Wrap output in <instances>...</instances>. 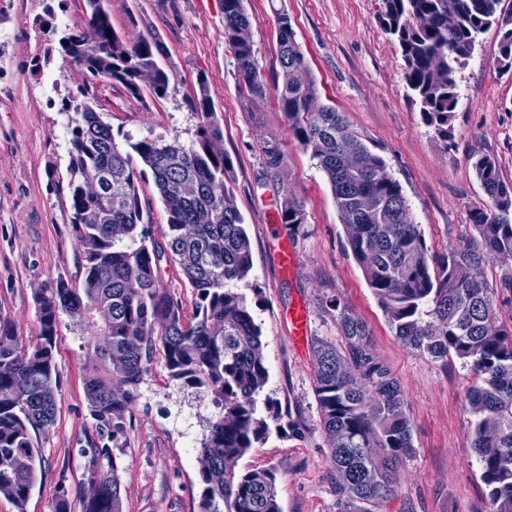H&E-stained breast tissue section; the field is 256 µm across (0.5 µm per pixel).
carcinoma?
<instances>
[{"instance_id": "obj_1", "label": "carcinoma", "mask_w": 512, "mask_h": 512, "mask_svg": "<svg viewBox=\"0 0 512 512\" xmlns=\"http://www.w3.org/2000/svg\"><path fill=\"white\" fill-rule=\"evenodd\" d=\"M86 26L96 32L88 43L74 29L59 39L61 52L90 76H103L137 96L141 69L156 70L150 91L166 95L170 74L158 64L160 41L143 37L126 42L112 27L104 0H86ZM503 0H379L381 28L399 49L412 100L426 125L448 142L459 101L457 70L490 27L499 36L500 68L512 70V8ZM244 0H224V42L231 50L246 91L262 97L266 79L254 43L240 42L238 29L252 24ZM279 70L274 72L278 103L299 145L318 160L331 184L345 227L347 244L382 309L404 345L438 360L453 354L470 368L476 385L469 392L475 418L472 448L493 512H512V325L499 321L493 295L512 292V274L496 288L485 269L512 260V183L495 159L476 157L473 167L491 209L472 214L477 237L457 248L431 253L421 225L411 218L402 187L385 161L349 133L343 115L319 102L315 83L299 84L307 71L288 12L277 17ZM71 120L68 193L72 224L82 248L83 279L78 285L59 277L36 293L39 333L29 348L19 346L11 327L0 324V497L25 512L41 469L34 436L54 424L60 374L55 361L60 313L94 321L104 339L94 345L84 391L100 435L124 433L125 415L139 396L148 365L161 357L171 379L210 392L221 412L209 423L199 450L204 485L199 512H282L271 469L224 472L213 485L208 470L239 461L263 442L270 423L284 412L268 398L259 401L268 381L260 327L246 296L232 283L252 270V247L244 218L228 183L233 160L208 150L224 135L207 82L201 78L194 100L203 125L196 145L125 138L116 142L112 126L87 101ZM264 166L277 173L283 153L266 143ZM104 172L108 192L84 195L82 175ZM152 176L167 213L156 240L143 217L140 186ZM199 186L197 197L178 196L177 183ZM88 210L97 224L83 223ZM280 223L295 230L306 223L303 204L285 196ZM174 262L196 291L194 321L183 318L176 298L156 288L162 262ZM344 346L312 341L314 391L335 471L342 512H373L396 496L399 469L413 452L410 421L397 378L372 352L364 324L337 298ZM88 458V480L97 496H81L82 512H123L118 457L95 443L80 449ZM23 455L28 467L13 459Z\"/></svg>"}]
</instances>
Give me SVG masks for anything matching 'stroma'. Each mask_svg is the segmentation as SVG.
<instances>
[{
    "instance_id": "obj_1",
    "label": "stroma",
    "mask_w": 512,
    "mask_h": 512,
    "mask_svg": "<svg viewBox=\"0 0 512 512\" xmlns=\"http://www.w3.org/2000/svg\"><path fill=\"white\" fill-rule=\"evenodd\" d=\"M105 7L126 41L149 34L161 40L158 63L173 74L164 98H136L120 84L89 79L40 28L46 17L61 32L83 24L86 0H0V322L13 328L20 344L31 345L39 332L38 288L60 276L73 282L81 276L67 189L65 110L78 88L92 85L94 106L116 141L148 138L189 146L202 124L193 99L198 76H205L224 150L234 160L230 188L252 246L253 268L238 289L246 295L260 289L263 298L252 314L268 369L264 394L289 412L239 468L276 470L282 512H341L311 349L294 344L288 325L289 311L302 305L309 313V337L342 343L336 314L325 305L335 295L365 323L375 356L400 384L413 427V452L400 469L397 495L376 512H490L472 448L474 418L466 409L472 373L456 357L440 361L397 338L347 247L330 183L294 139L275 89L261 98L243 90L224 42L223 0H105ZM245 7L268 77L278 65L276 16L288 11L321 103L341 112L348 131L384 159L429 249L472 239V213L490 206L473 169L475 156L494 157L512 181V72L500 69L497 30L480 35L457 71L459 104L444 141L410 98L401 54L378 23V0H245ZM269 141L284 154L273 177L263 163ZM287 194L306 212L305 224L288 234L298 256L290 274L280 270L271 229ZM89 335L86 323L61 313L58 413L36 441L42 471L26 512H52L63 487L71 512H81L88 470L80 451L99 440L82 384L91 361ZM219 412L210 393L172 380L162 360L149 365L115 442L124 512H199L198 449Z\"/></svg>"
}]
</instances>
